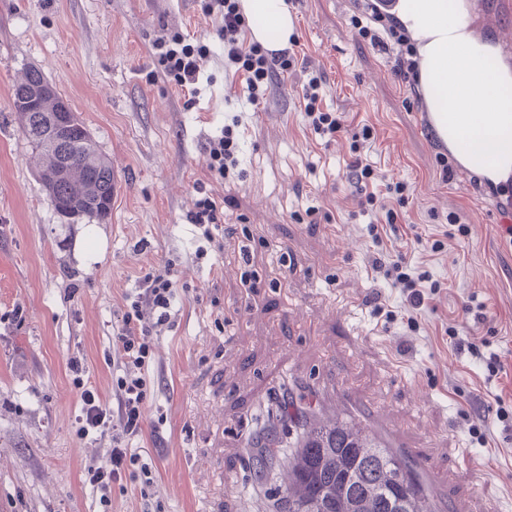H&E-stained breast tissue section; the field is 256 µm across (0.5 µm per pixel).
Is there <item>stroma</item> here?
<instances>
[{
    "instance_id": "35a3bbf8",
    "label": "stroma",
    "mask_w": 512,
    "mask_h": 512,
    "mask_svg": "<svg viewBox=\"0 0 512 512\" xmlns=\"http://www.w3.org/2000/svg\"><path fill=\"white\" fill-rule=\"evenodd\" d=\"M288 4L298 57L326 73L325 105L373 126L371 161L410 188L408 228L383 233L379 247L415 261L448 213L468 226L428 260L442 290L421 310L420 333L371 267L379 247L352 201L350 138L306 131L299 74H281L260 105L233 96L240 78L225 70L224 44L198 0H0V512H125L142 493L152 512H254L257 498L284 486L279 467H261L248 450L271 392L289 387L319 412L335 382L447 475L441 497L462 512H512V240L478 207L468 177L443 180L407 91L388 56L357 37L346 0ZM177 30L210 47L192 97L147 78L153 42ZM32 66L112 165L117 190L102 223H62L36 177L10 109L12 85ZM237 115L241 175L221 183L204 147ZM200 182L238 229L201 259L186 220ZM170 260L172 318L155 343L143 432L131 442L156 482L124 480L106 507L82 471L87 449L111 440L77 435L80 391L68 364L82 361L88 386L111 404L121 296ZM375 295L399 321L375 316ZM470 304L484 321L466 313ZM18 307L23 322L7 321ZM450 323L499 352L506 373L488 377L458 353ZM474 424L485 442L470 434Z\"/></svg>"
}]
</instances>
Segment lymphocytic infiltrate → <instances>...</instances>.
Returning <instances> with one entry per match:
<instances>
[{"label": "lymphocytic infiltrate", "mask_w": 512, "mask_h": 512, "mask_svg": "<svg viewBox=\"0 0 512 512\" xmlns=\"http://www.w3.org/2000/svg\"><path fill=\"white\" fill-rule=\"evenodd\" d=\"M201 10L218 23L217 35L224 43V65L243 73V96L251 103L264 100L271 89L274 77L282 72L302 69L306 78L301 85L303 121L306 128L320 136H333L349 130L343 113L331 112L323 107L325 73L322 69L300 64L294 48L278 53L265 51L260 45L247 41V23L238 0H201ZM351 25L359 38L369 41L379 51L392 55L393 72L397 80L410 91L419 93V65L410 37L391 20L378 15L352 16ZM153 49L160 73L171 85L195 92L201 74V63L210 48L204 42H186L180 34L159 40ZM352 134L353 156L347 165L348 179L353 197L363 212L374 214L368 226L373 241H380V225L398 224L400 208L407 200L406 184L396 182L385 186L384 193H377L373 186L380 175L365 151L372 137L370 128ZM206 167L215 180L223 181L233 175L239 165L237 142L233 126H225L221 136L208 141L205 146ZM186 220L192 224L203 242L199 255H206L208 247L223 248L224 210L214 195L200 191ZM372 267L391 279L399 287L408 305L422 309L426 301L434 299L441 290L438 281L425 266H414L400 259L387 261L385 256L373 258ZM171 267L144 275L139 288L125 294L117 319L112 324V335L122 356L119 360L120 376L112 388L113 407H106L94 389L84 381L85 367L79 360H72L69 369L73 382L80 388V413L76 417V433L87 437L90 431L111 434L110 448L89 449L84 464L85 481L98 494L102 505L112 503V486L123 478L141 481L150 486L155 476L148 464L142 463L135 449L126 447V440L138 437L143 431L142 406L146 399L148 380L145 374L152 361L154 338L159 327L169 324L174 290Z\"/></svg>", "instance_id": "f902f5d3"}]
</instances>
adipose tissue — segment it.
I'll return each instance as SVG.
<instances>
[{
    "mask_svg": "<svg viewBox=\"0 0 512 512\" xmlns=\"http://www.w3.org/2000/svg\"><path fill=\"white\" fill-rule=\"evenodd\" d=\"M253 38L267 50L286 48L293 33V17L288 0H240ZM408 20L426 38L427 54H435L448 41V0H408ZM491 112L472 113L470 133L478 145L495 141L512 145V92L493 77L481 79Z\"/></svg>",
    "mask_w": 512,
    "mask_h": 512,
    "instance_id": "ef3b65f1",
    "label": "adipose tissue"
}]
</instances>
